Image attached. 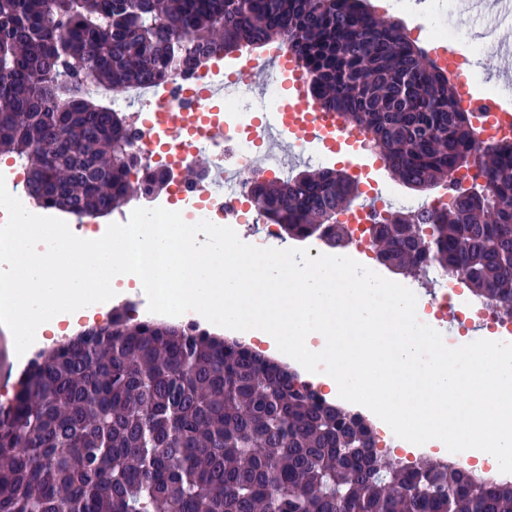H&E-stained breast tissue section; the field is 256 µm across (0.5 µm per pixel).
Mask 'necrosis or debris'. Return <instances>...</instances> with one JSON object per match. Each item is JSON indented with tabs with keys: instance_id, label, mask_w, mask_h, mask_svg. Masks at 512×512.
<instances>
[{
	"instance_id": "1",
	"label": "necrosis or debris",
	"mask_w": 512,
	"mask_h": 512,
	"mask_svg": "<svg viewBox=\"0 0 512 512\" xmlns=\"http://www.w3.org/2000/svg\"><path fill=\"white\" fill-rule=\"evenodd\" d=\"M457 0H434L431 17L415 24L410 33L431 45H439L465 57L482 50L493 39L498 20L486 21L481 36L467 39L454 17ZM288 46L272 42L247 45L236 53L237 65L228 68L220 56L203 58L192 72L173 70L166 81L134 83L121 96H113L110 87L85 79L81 93L92 95L100 106L115 112L132 113L131 152L142 168L165 174L176 182L177 168L187 155L188 147L215 126H223L224 137L211 148V162L205 178L190 187H182L179 208L184 220L194 223L202 219L214 224L239 228L243 217L256 213L250 192L256 166L264 157L268 134L257 120V109L249 91L235 82L236 71L269 58L286 55ZM224 172L223 188H215L217 172ZM479 178L476 166L455 170L445 191L437 196L394 202L381 197L374 220H381L396 208L432 214L447 207ZM454 311L459 333H467L471 322L481 321L496 340L504 342L512 336V314L495 307L487 299L467 294L463 279L439 276L438 290L423 307L421 323L441 318L443 312Z\"/></svg>"
}]
</instances>
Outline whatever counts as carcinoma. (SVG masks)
<instances>
[{
    "mask_svg": "<svg viewBox=\"0 0 512 512\" xmlns=\"http://www.w3.org/2000/svg\"><path fill=\"white\" fill-rule=\"evenodd\" d=\"M288 40L322 106L364 125L402 184L425 189L470 162L474 129L446 74L364 0H0V152L31 199L77 218L127 202L138 161L116 112L70 93H116L207 55ZM484 185L436 214L373 225L387 266H436L512 312V142L477 158ZM356 192L334 168L255 181L293 238L348 244L334 223ZM0 512H512V481L456 463L409 467L370 423L245 343L121 310L26 371L0 405Z\"/></svg>",
    "mask_w": 512,
    "mask_h": 512,
    "instance_id": "cac0c4a2",
    "label": "carcinoma"
}]
</instances>
